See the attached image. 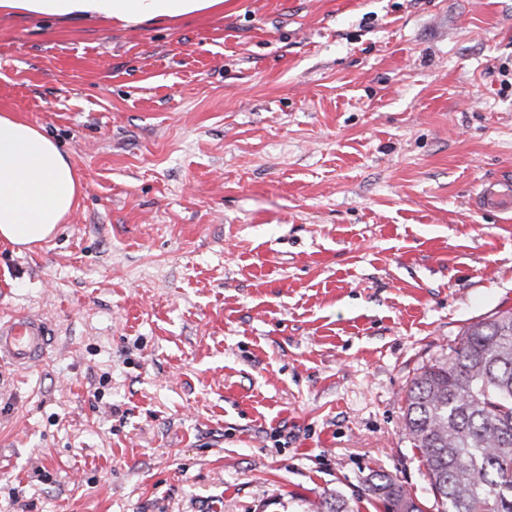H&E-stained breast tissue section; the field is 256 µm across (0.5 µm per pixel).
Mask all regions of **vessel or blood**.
Instances as JSON below:
<instances>
[{
	"mask_svg": "<svg viewBox=\"0 0 512 512\" xmlns=\"http://www.w3.org/2000/svg\"><path fill=\"white\" fill-rule=\"evenodd\" d=\"M49 327L43 318L16 313L0 318V363L26 369L41 362L49 345Z\"/></svg>",
	"mask_w": 512,
	"mask_h": 512,
	"instance_id": "obj_1",
	"label": "vessel or blood"
}]
</instances>
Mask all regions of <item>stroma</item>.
I'll return each mask as SVG.
<instances>
[{
	"mask_svg": "<svg viewBox=\"0 0 512 512\" xmlns=\"http://www.w3.org/2000/svg\"><path fill=\"white\" fill-rule=\"evenodd\" d=\"M0 110L82 191L0 243V512H383L433 494L405 389L512 309V0H224L123 29L0 13ZM49 327L43 318L16 313L0 318V363L28 369L41 362L48 352ZM368 495L381 502L385 509L389 504L396 507L401 506L404 512H424L422 503L408 493L399 481L389 474H375L366 487Z\"/></svg>",
	"mask_w": 512,
	"mask_h": 512,
	"instance_id": "stroma-1",
	"label": "stroma"
}]
</instances>
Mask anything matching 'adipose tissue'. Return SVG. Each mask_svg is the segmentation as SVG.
Returning <instances> with one entry per match:
<instances>
[{
    "label": "adipose tissue",
    "mask_w": 512,
    "mask_h": 512,
    "mask_svg": "<svg viewBox=\"0 0 512 512\" xmlns=\"http://www.w3.org/2000/svg\"><path fill=\"white\" fill-rule=\"evenodd\" d=\"M224 0H0V12L95 18L122 28L164 23L222 8ZM69 158L41 129L0 113V241L28 249L49 241L78 204Z\"/></svg>",
    "instance_id": "ef3b65f1"
}]
</instances>
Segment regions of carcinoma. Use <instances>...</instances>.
Segmentation results:
<instances>
[{
  "instance_id": "obj_1",
  "label": "carcinoma",
  "mask_w": 512,
  "mask_h": 512,
  "mask_svg": "<svg viewBox=\"0 0 512 512\" xmlns=\"http://www.w3.org/2000/svg\"><path fill=\"white\" fill-rule=\"evenodd\" d=\"M403 433L421 453L436 512H512V311L467 327L406 386ZM368 495L424 512L389 474Z\"/></svg>"
}]
</instances>
